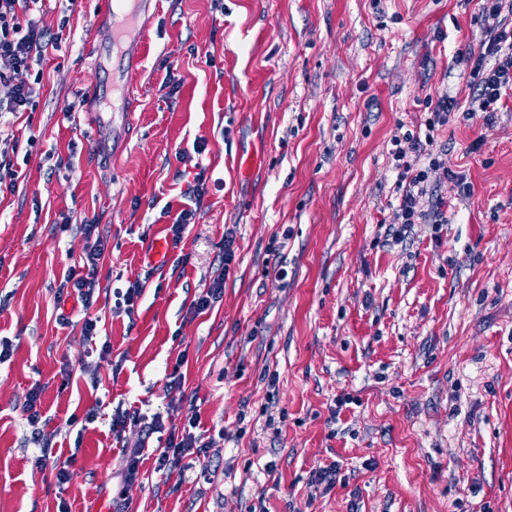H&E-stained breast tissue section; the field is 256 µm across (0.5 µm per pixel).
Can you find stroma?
Returning a JSON list of instances; mask_svg holds the SVG:
<instances>
[{
    "label": "stroma",
    "mask_w": 512,
    "mask_h": 512,
    "mask_svg": "<svg viewBox=\"0 0 512 512\" xmlns=\"http://www.w3.org/2000/svg\"><path fill=\"white\" fill-rule=\"evenodd\" d=\"M104 8L46 0L33 19L60 29L61 46L39 66L35 109L0 115V154L22 173L0 193V337L14 348L0 365V512H512V97L493 122L475 112L440 130L446 166L471 185L464 198L434 178L447 224L386 237L397 125L423 123L425 97L466 98L459 51L512 27V12L482 16L481 0H162L147 43L127 46L143 61L116 136L90 119L98 97L62 112L105 82L90 59L111 40ZM198 143L201 216L151 266L146 250L170 224L161 210L183 208L196 173L178 153ZM253 148L261 163L237 173ZM65 216L71 230L54 232ZM86 222L110 239L90 314L112 363L96 388L79 374L92 351L81 321H55ZM228 227L238 251L224 295L190 316L220 274ZM283 230L284 254L269 253ZM280 264L282 282L267 274ZM134 279L145 292L131 320L115 291ZM176 368L185 397L170 403ZM36 386L51 458L74 461L61 488L36 464L22 412ZM169 403L166 427L195 415L224 435L164 480L157 440L135 427L115 440L109 421L119 406L149 416ZM144 444L139 481L114 497L123 449ZM334 462L341 482L311 487Z\"/></svg>",
    "instance_id": "1"
}]
</instances>
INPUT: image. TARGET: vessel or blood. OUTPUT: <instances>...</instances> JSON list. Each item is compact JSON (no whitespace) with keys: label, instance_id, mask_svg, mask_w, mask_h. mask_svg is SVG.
I'll return each mask as SVG.
<instances>
[{"label":"vessel or blood","instance_id":"1","mask_svg":"<svg viewBox=\"0 0 512 512\" xmlns=\"http://www.w3.org/2000/svg\"><path fill=\"white\" fill-rule=\"evenodd\" d=\"M160 3L161 0H107L106 11L112 18V41L110 45L95 48L93 65L101 70L106 63H113V90L129 93L128 78L137 71L139 59L128 54L125 46L147 39L149 25L144 18L156 13Z\"/></svg>","mask_w":512,"mask_h":512}]
</instances>
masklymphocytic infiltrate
<instances>
[{"mask_svg": "<svg viewBox=\"0 0 512 512\" xmlns=\"http://www.w3.org/2000/svg\"><path fill=\"white\" fill-rule=\"evenodd\" d=\"M42 0H0V58L8 60V72H0V83L9 84L11 94L0 99V112L32 110L41 89L42 78L34 73V64L42 62L48 50L58 48L59 33L38 25L30 14ZM469 65L468 87L470 111L494 116L502 103L504 92L512 89V29L491 31L478 49L465 50ZM428 116L420 131L408 129L395 132L390 151L392 168L396 173L399 193L393 227V241H403L412 225L436 224L448 221V203L434 195L429 179L432 172L444 169L442 154L437 149L438 131L447 126L452 115L460 111L459 99L444 95L424 99ZM80 230L86 240L85 251L77 264L70 266L60 285V294L76 297L87 314L83 334L87 340L98 336V320L89 316L99 285V275L108 251V239L98 225L88 223ZM198 418H189L179 429H165L161 414L152 417L129 410H116L111 417L110 430L115 439H122L126 429L139 427L143 438L166 432L165 443L155 459V473L170 477L183 470L185 459L200 457L208 443L198 434Z\"/></svg>", "mask_w": 512, "mask_h": 512, "instance_id": "f902f5d3", "label": "lymphocytic infiltrate"}]
</instances>
